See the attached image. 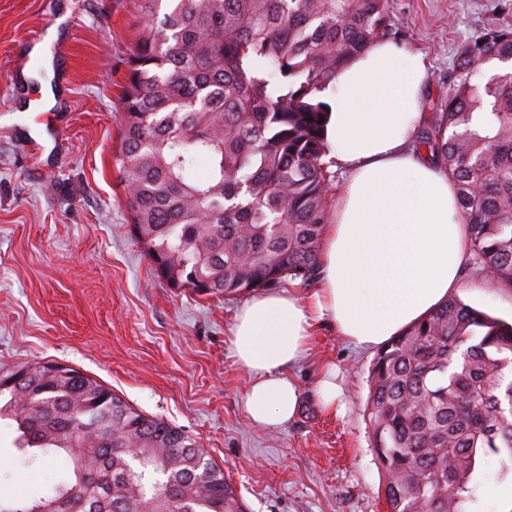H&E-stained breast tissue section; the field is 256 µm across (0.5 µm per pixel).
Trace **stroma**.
I'll return each mask as SVG.
<instances>
[{
	"label": "stroma",
	"mask_w": 512,
	"mask_h": 512,
	"mask_svg": "<svg viewBox=\"0 0 512 512\" xmlns=\"http://www.w3.org/2000/svg\"><path fill=\"white\" fill-rule=\"evenodd\" d=\"M393 39L421 53L430 112L459 45L512 25V0H393ZM56 16L52 69L26 65L21 42ZM140 0H0V367L54 361L98 380L144 413L194 437L246 512H387L364 415L374 353L324 327L293 368L302 391L293 422L255 426L248 377L228 349L241 300L171 288L131 234L113 157L121 141L125 58L143 23ZM41 148L31 151L30 139ZM458 297L505 321L512 290L464 272ZM339 371L346 413L320 405L322 366ZM0 428L9 495L32 493L57 469L27 466Z\"/></svg>",
	"instance_id": "1"
}]
</instances>
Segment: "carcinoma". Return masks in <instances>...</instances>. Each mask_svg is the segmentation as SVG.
<instances>
[{"label": "carcinoma", "instance_id": "obj_1", "mask_svg": "<svg viewBox=\"0 0 512 512\" xmlns=\"http://www.w3.org/2000/svg\"><path fill=\"white\" fill-rule=\"evenodd\" d=\"M141 11L114 160L157 277L227 297L316 284L334 178L319 93L393 34L391 0H141ZM457 58L414 147L455 183L475 273L512 288V72L474 73L512 61V27L474 34ZM63 371L0 368V422L22 462L67 461L45 492L0 497V512H245L219 465L185 464L196 439ZM511 401L512 324L455 296L380 349L365 412L388 512H469L491 455L512 474Z\"/></svg>", "mask_w": 512, "mask_h": 512}]
</instances>
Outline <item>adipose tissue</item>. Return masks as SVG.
Listing matches in <instances>:
<instances>
[{"instance_id":"ef3b65f1","label":"adipose tissue","mask_w":512,"mask_h":512,"mask_svg":"<svg viewBox=\"0 0 512 512\" xmlns=\"http://www.w3.org/2000/svg\"><path fill=\"white\" fill-rule=\"evenodd\" d=\"M427 63L382 39L338 69L321 91L330 156L346 171L324 230L321 276L301 296L252 294L229 344L250 374L245 410L263 427L288 425L301 390L291 366L331 323L358 351L385 345L447 301L469 258L468 232L448 175L414 152Z\"/></svg>"}]
</instances>
